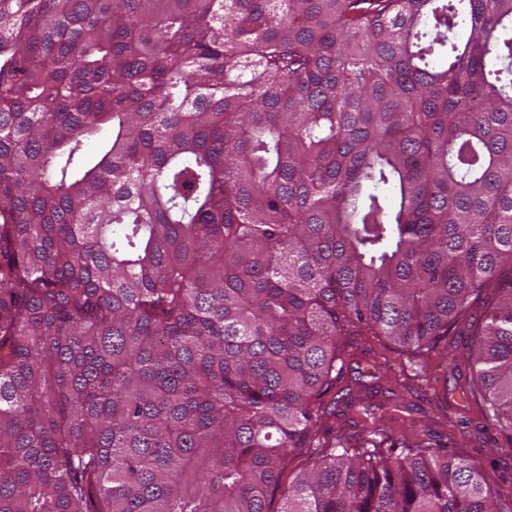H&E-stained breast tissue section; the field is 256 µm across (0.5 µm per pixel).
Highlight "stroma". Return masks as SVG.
Returning a JSON list of instances; mask_svg holds the SVG:
<instances>
[{"label":"stroma","instance_id":"stroma-1","mask_svg":"<svg viewBox=\"0 0 512 512\" xmlns=\"http://www.w3.org/2000/svg\"><path fill=\"white\" fill-rule=\"evenodd\" d=\"M345 343L351 354L336 388L349 391L354 406H337L336 431L351 432L359 408L396 410L388 423L393 439L448 444L458 455L481 461L486 486L499 500H512V450L487 420L483 400L470 392L463 339L418 357L382 337L349 336Z\"/></svg>","mask_w":512,"mask_h":512}]
</instances>
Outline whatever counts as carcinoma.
<instances>
[{
	"mask_svg": "<svg viewBox=\"0 0 512 512\" xmlns=\"http://www.w3.org/2000/svg\"><path fill=\"white\" fill-rule=\"evenodd\" d=\"M355 325L512 446V0H0V512H512L367 409L271 508Z\"/></svg>",
	"mask_w": 512,
	"mask_h": 512,
	"instance_id": "cac0c4a2",
	"label": "carcinoma"
}]
</instances>
